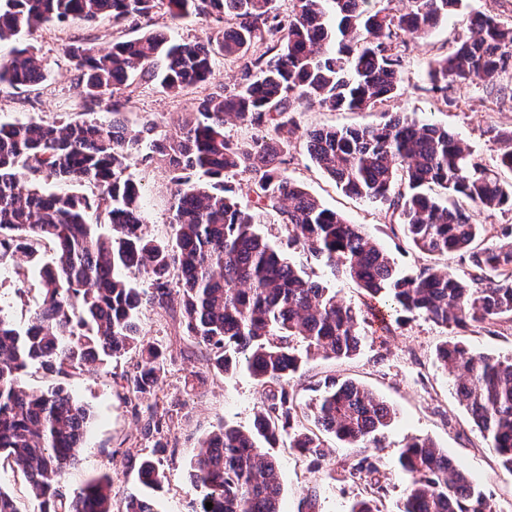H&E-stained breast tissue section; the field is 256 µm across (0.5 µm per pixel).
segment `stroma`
<instances>
[{"mask_svg": "<svg viewBox=\"0 0 512 512\" xmlns=\"http://www.w3.org/2000/svg\"><path fill=\"white\" fill-rule=\"evenodd\" d=\"M478 11L492 12L512 24V0H464L463 9L449 13L429 38L405 36L401 49L404 81L397 96L365 112L331 111L317 106L302 109L297 116L302 131L375 125L398 112L447 128L479 161L494 164L498 148L488 142L485 131L490 127L512 128V102H496L475 84L452 85L443 98L430 91L427 76L428 63L434 56L446 53L469 35V16ZM137 34L136 27H116L106 18L26 34L25 40L33 46L47 78L20 89L0 84V118L21 123L81 119L82 88L73 64L63 52L64 45L85 42L103 48L112 40ZM213 70L208 84L178 97L150 83L140 85L125 109L128 133L137 132L148 119L157 121L162 128H173L186 112L194 109L198 98L220 86L232 85L239 78L237 68L220 58ZM448 97L453 98V105H445ZM293 154L289 176L324 206L340 212L352 223L364 225L403 273L413 274L432 265L460 269L458 256L424 254L402 233L392 231L385 205L346 196L311 159L304 140H296ZM128 173L142 185L149 215L146 233L160 241L168 240L172 234L171 185L165 166L134 162ZM286 256L361 313L358 353L348 359L311 357L291 379L298 401L308 405L316 397L318 382L334 377L371 390L393 409L394 418L384 430L378 448L365 451L327 438L329 456L316 471L290 448L288 439H281L275 455L283 487L282 512H350L354 502L376 493L381 496V512H398L408 482L397 458L415 437L430 439L445 450L495 504L497 512H512V472L501 466L489 441L460 405L453 389V374L436 358L437 348L448 342H459L473 352L494 357L512 356V318L500 319L490 328L480 325L448 330L418 314L396 313L384 321L389 325L384 331L376 302L354 282L334 277L302 248L288 250ZM39 300L36 275L23 281L13 268L0 269V306L14 322L27 323ZM140 327L162 353V391L157 403L163 414V428L156 437H145L148 408L155 402L148 397L135 407L126 398V379L136 371L137 354L131 352L107 365H90L67 376L74 396L92 411L94 423L65 483L73 490L90 479L110 477L114 512H122L126 497L132 493L154 498L159 512H193L199 493L192 484L191 463L201 439L224 421L241 428L251 427L263 389L246 372L225 374L207 368L204 348L177 334L172 311L146 308ZM365 453L376 460L378 471L374 479H351L348 466ZM143 458L153 460L164 473L161 488L142 485L136 472L129 469V460ZM312 491L317 500L310 506L305 498Z\"/></svg>", "mask_w": 512, "mask_h": 512, "instance_id": "obj_1", "label": "stroma"}]
</instances>
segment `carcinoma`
<instances>
[{
  "label": "carcinoma",
  "mask_w": 512,
  "mask_h": 512,
  "mask_svg": "<svg viewBox=\"0 0 512 512\" xmlns=\"http://www.w3.org/2000/svg\"><path fill=\"white\" fill-rule=\"evenodd\" d=\"M399 15L370 0H0V42L15 43L0 58V83L20 88L44 79L32 47L19 43L34 29L109 17L120 26L160 9L176 22L195 15L215 23L191 43L147 30L107 48H65L89 110L109 122H0V266L43 248L41 301L20 326L0 309V467L21 469L37 512H112V483L98 477L69 491L92 416L62 386L24 383L38 366L61 374L120 357L141 361L131 393L157 394L161 352L138 324L148 305L179 304V334L206 351V365L245 368L268 387L253 425L228 424L208 435L193 462L199 512H281L282 486L270 449L288 435L290 447L319 469L323 436L368 448L393 418L391 408L353 382L324 381L302 410L288 390L312 355L350 357L359 343V315L336 293L311 280L260 234L272 216L287 246H302L336 276L355 282L397 312L418 313L446 329L493 325L512 315V225L491 231L474 212L512 208V129L489 128L499 145L497 169L433 123L394 114L382 124L321 128L306 133L307 151L345 195L387 205L411 245L428 255L459 254L463 273L428 266L401 273L360 224L324 207L288 176L298 106L366 110L396 96L403 83L401 34L427 38L462 0H406ZM471 35L428 65L430 91L445 104L453 83L481 84L506 94L512 71V25L496 16L470 17ZM265 51L253 56L250 46ZM240 71L231 87L198 99L173 131L154 122L125 134L122 108L137 85L157 83L174 95L209 82L216 57ZM234 121L265 133L246 141L224 136ZM164 162L172 185V238L145 232L149 223L128 161ZM245 178L248 204L232 196L225 177ZM77 183L91 193L46 192L48 180ZM108 224L112 234L99 233ZM306 344L305 354L296 343ZM455 373L457 399L512 472V358L447 342L438 351ZM313 420L309 428L303 418ZM409 478L400 512H496L468 474L434 443L414 438L400 453ZM377 472L370 455L349 466L350 478ZM142 483L163 475L149 460ZM212 503V509L206 503ZM124 512H156L152 500L130 494Z\"/></svg>",
  "instance_id": "obj_1"
}]
</instances>
